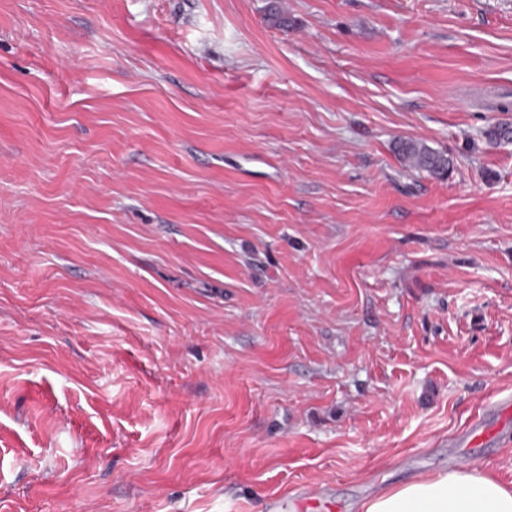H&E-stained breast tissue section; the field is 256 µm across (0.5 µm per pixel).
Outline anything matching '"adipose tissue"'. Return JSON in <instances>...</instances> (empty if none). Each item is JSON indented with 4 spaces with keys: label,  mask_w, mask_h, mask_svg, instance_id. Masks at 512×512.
Returning a JSON list of instances; mask_svg holds the SVG:
<instances>
[{
    "label": "adipose tissue",
    "mask_w": 512,
    "mask_h": 512,
    "mask_svg": "<svg viewBox=\"0 0 512 512\" xmlns=\"http://www.w3.org/2000/svg\"><path fill=\"white\" fill-rule=\"evenodd\" d=\"M363 512H512V484L478 467L440 471L393 486Z\"/></svg>",
    "instance_id": "obj_1"
}]
</instances>
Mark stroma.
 <instances>
[{
	"label": "stroma",
	"mask_w": 512,
	"mask_h": 512,
	"mask_svg": "<svg viewBox=\"0 0 512 512\" xmlns=\"http://www.w3.org/2000/svg\"><path fill=\"white\" fill-rule=\"evenodd\" d=\"M505 398L512 0H0V512L512 482ZM397 152L412 166L425 170L434 176H443L448 172V159L435 152L419 140H402Z\"/></svg>",
	"instance_id": "stroma-1"
}]
</instances>
